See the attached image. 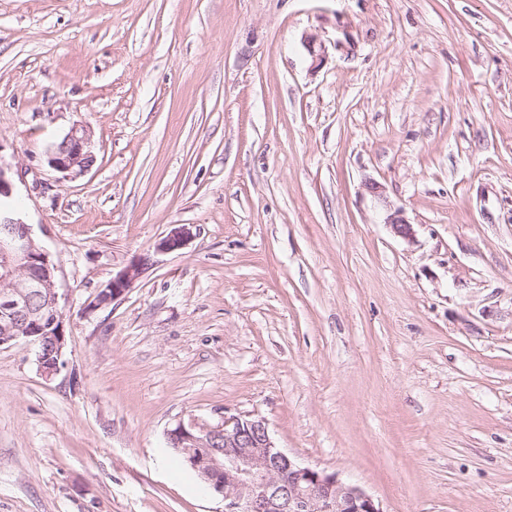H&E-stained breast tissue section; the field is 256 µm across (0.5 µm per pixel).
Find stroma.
<instances>
[{"mask_svg":"<svg viewBox=\"0 0 512 512\" xmlns=\"http://www.w3.org/2000/svg\"><path fill=\"white\" fill-rule=\"evenodd\" d=\"M0 161L66 312L53 377L0 346V512H224L166 433L230 416L384 512H512V0H0ZM91 131L83 124H74L46 152L47 164L63 177H76L87 172L95 162L90 149ZM191 236L190 229L185 225H178L169 230L155 245L157 252H173L183 248ZM144 266L141 258L118 271L96 294L91 307L101 308L121 299L139 277Z\"/></svg>","mask_w":512,"mask_h":512,"instance_id":"35a3bbf8","label":"stroma"}]
</instances>
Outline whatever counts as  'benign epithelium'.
Returning a JSON list of instances; mask_svg holds the SVG:
<instances>
[{"mask_svg":"<svg viewBox=\"0 0 512 512\" xmlns=\"http://www.w3.org/2000/svg\"><path fill=\"white\" fill-rule=\"evenodd\" d=\"M91 131L73 125L46 152L47 164L65 177L87 172L95 162ZM11 168L0 162V201L13 194ZM395 236L413 238L412 225L392 214ZM190 229L178 225L155 245L158 252L183 248ZM144 266L137 259L118 271L96 294L91 307L121 299ZM57 268L35 240L31 225L5 205L0 207V346L25 341L35 347L40 372L56 375L64 366L65 314L57 288ZM37 288L44 313L28 306L27 289ZM169 447L182 454L213 492L222 497L224 512H384L379 501L361 487L304 464L280 448L261 419L228 417L224 424L202 429L178 422L167 431Z\"/></svg>","mask_w":512,"mask_h":512,"instance_id":"benign-epithelium-1","label":"benign epithelium"}]
</instances>
